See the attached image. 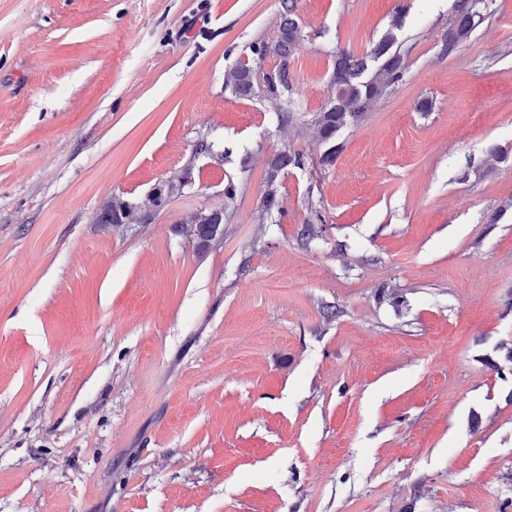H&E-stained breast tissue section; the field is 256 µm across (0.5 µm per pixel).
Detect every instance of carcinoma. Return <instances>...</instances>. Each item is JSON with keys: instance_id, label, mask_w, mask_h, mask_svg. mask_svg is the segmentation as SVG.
I'll use <instances>...</instances> for the list:
<instances>
[{"instance_id": "1", "label": "carcinoma", "mask_w": 512, "mask_h": 512, "mask_svg": "<svg viewBox=\"0 0 512 512\" xmlns=\"http://www.w3.org/2000/svg\"><path fill=\"white\" fill-rule=\"evenodd\" d=\"M487 0H455L454 14L448 23V31L442 39V50L446 54L456 51L457 46L468 39L472 30L483 19ZM295 0H282L279 37L274 44L262 42L252 46V54L263 59L274 54L281 59L279 69L266 76L267 91L279 97L288 96L286 112L294 111L293 83L288 70V58L295 44L299 27L295 19ZM394 37L387 33L369 51L358 55L341 50L336 53L332 72V97L316 118L321 140L329 148L321 156V162L330 165L339 153L337 139L340 133L358 125L370 106L389 88L401 80L404 63L399 53L393 51ZM225 87L239 97L254 93L253 70L240 64L230 70L224 78ZM303 165V155L288 148L273 155L269 161L267 189L262 200V212L283 213L277 190L280 173L290 166ZM135 209L123 202H114L102 214L104 224H128L134 221ZM321 216L308 220L299 230L300 240L310 242L322 236ZM224 223V209H216L197 218L192 235L198 251H206Z\"/></svg>"}]
</instances>
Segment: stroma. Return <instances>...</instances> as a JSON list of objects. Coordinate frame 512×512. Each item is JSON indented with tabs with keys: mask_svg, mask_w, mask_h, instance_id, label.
Listing matches in <instances>:
<instances>
[{
	"mask_svg": "<svg viewBox=\"0 0 512 512\" xmlns=\"http://www.w3.org/2000/svg\"><path fill=\"white\" fill-rule=\"evenodd\" d=\"M453 3L296 0L286 122L281 0H0V512H512V0L446 55ZM396 15L319 166L337 51ZM281 24L279 29V37L275 44H265L262 42L256 43L252 46V54L257 59H263L267 55L274 54L280 57L281 64L279 69L268 76H266L267 91L271 94H276L279 97L287 96V109L288 121L292 119L290 112H294V101L291 99L293 94V83L290 72L288 70V58L291 49L295 44L299 27L295 19L296 4L295 0H282ZM289 96V98H288ZM393 45L394 37L388 32L362 55L347 50L336 53L332 97L315 121L321 140L329 145L321 156L322 164L335 162L340 133L357 126L370 104L401 80L404 63L400 54L392 51ZM226 88L239 97H250L254 93L253 70L247 64H239L224 78ZM303 163V155L292 152L288 147L281 152L273 155L269 161L267 189L262 200L263 214H271L277 211L278 214L283 213L280 198L277 190V179L280 173L287 169L288 166L300 167ZM135 209L123 202H114L102 214L104 224H131L136 218ZM224 224L223 209H216L209 214L197 217L192 235L199 252H205L211 245L216 234Z\"/></svg>",
	"mask_w": 512,
	"mask_h": 512,
	"instance_id": "1",
	"label": "stroma"
}]
</instances>
